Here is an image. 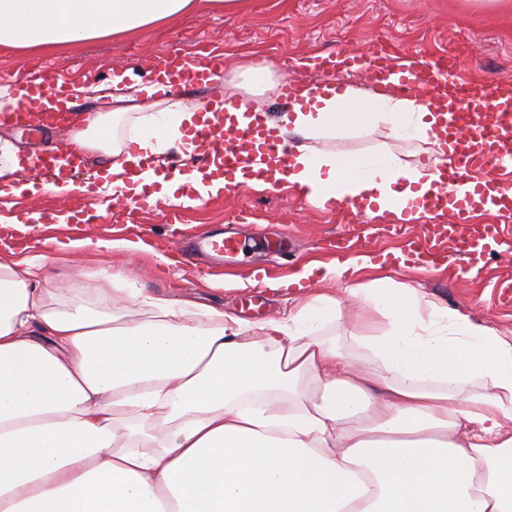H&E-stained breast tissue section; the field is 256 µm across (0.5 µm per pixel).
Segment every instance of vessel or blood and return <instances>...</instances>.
I'll return each instance as SVG.
<instances>
[{
    "label": "vessel or blood",
    "instance_id": "1",
    "mask_svg": "<svg viewBox=\"0 0 512 512\" xmlns=\"http://www.w3.org/2000/svg\"><path fill=\"white\" fill-rule=\"evenodd\" d=\"M222 64L218 55L193 58L173 51L156 64L153 73L165 91L178 92L208 82ZM339 64L369 72L376 81L394 79L403 93L433 102L448 133L456 159L441 176V192L425 199L424 208L434 215L449 213L450 220L435 225L424 240L415 242L408 249L407 258L429 264L457 260L474 255L489 240L504 257L511 258L512 239L504 236L502 227L512 223V179H495L490 172L512 168V80L465 81L459 75L455 56L447 53L418 65L399 63L382 50L340 58L321 57L316 62L323 69ZM14 92L19 108L4 116L13 125L58 123L72 116L63 85L55 74L18 78ZM196 138L201 145L200 159L220 155L228 172L252 168L256 156H265L269 165L263 175L267 178L279 172L291 150L274 130L228 129L220 121L198 130ZM478 195L490 196L498 208V223H471L469 213Z\"/></svg>",
    "mask_w": 512,
    "mask_h": 512
}]
</instances>
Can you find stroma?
Masks as SVG:
<instances>
[{
  "mask_svg": "<svg viewBox=\"0 0 512 512\" xmlns=\"http://www.w3.org/2000/svg\"><path fill=\"white\" fill-rule=\"evenodd\" d=\"M379 44L394 58L454 51L467 79L512 78V0H246L235 10L203 5L132 36L55 51L0 46V83L58 70L66 84L85 83L75 110L87 114L106 109L103 93L114 73H126L131 83L148 82L153 58L177 49L189 56L218 51L224 57L218 80L184 91L190 105L225 100L246 67L263 58L273 62L277 83L288 76L302 85L368 91L374 83L365 72L312 70L304 63L316 54H361ZM0 136L15 140L23 152L40 154L51 146L64 147L70 130L65 125L31 131L6 125ZM320 146L352 153L389 151L409 165L435 158L428 144L399 135L384 122ZM103 170V157L90 154L83 172L71 178L69 191L0 196V255L20 260L45 256L42 287L77 289L101 265L95 242L127 241L132 250L113 259L128 268L132 287L156 297L191 300L248 322L285 317L306 298L297 288L252 284V276L285 278L308 261L336 258L328 241L345 227L341 213L324 210L294 191L239 184L195 208L150 204L141 195L113 201L103 193H84L85 184ZM31 212L51 213L58 220L24 223ZM374 226L371 234L350 233L351 256H374L381 263L380 275L398 283L413 281L427 298L512 336V303H500L497 290L499 281L512 280V262L501 258L496 245L483 248L470 271L457 262L435 271L400 258L410 240L425 235L428 220L407 223L401 232L379 220ZM225 232L232 233L239 248L218 259L203 249L202 241ZM332 294L341 317L331 333L347 353H357L352 335L382 328L386 321L379 315L368 321L356 318L343 284L334 285Z\"/></svg>",
  "mask_w": 512,
  "mask_h": 512,
  "instance_id": "stroma-1",
  "label": "stroma"
}]
</instances>
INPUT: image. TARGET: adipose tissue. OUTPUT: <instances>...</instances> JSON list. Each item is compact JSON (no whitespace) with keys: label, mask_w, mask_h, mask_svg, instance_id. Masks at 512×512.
Instances as JSON below:
<instances>
[{"label":"adipose tissue","mask_w":512,"mask_h":512,"mask_svg":"<svg viewBox=\"0 0 512 512\" xmlns=\"http://www.w3.org/2000/svg\"><path fill=\"white\" fill-rule=\"evenodd\" d=\"M198 0H0V45L44 49L135 33L191 12ZM115 77L111 106L70 133L106 157L113 187L186 206L232 182L207 172L161 182L151 165L190 155L212 112ZM128 121L138 144L116 133ZM372 121L434 146L438 117L382 82L339 93L301 87L281 135L304 138L284 177L383 221H410L441 187L439 167L393 153H332L322 140ZM31 158L0 137V193ZM0 257V512H512V336L438 306L407 283L347 286L352 305L388 320L356 336L362 356L327 338L340 303L319 292L288 318L245 322L193 301L129 287L109 263L81 293L36 285ZM147 317H127L130 304Z\"/></svg>","instance_id":"obj_1"}]
</instances>
